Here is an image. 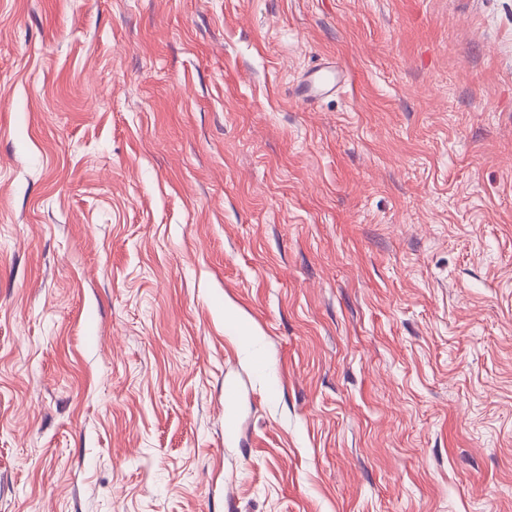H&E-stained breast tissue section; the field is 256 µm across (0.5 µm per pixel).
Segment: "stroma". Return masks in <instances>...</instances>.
I'll use <instances>...</instances> for the list:
<instances>
[{
    "label": "stroma",
    "instance_id": "stroma-1",
    "mask_svg": "<svg viewBox=\"0 0 512 512\" xmlns=\"http://www.w3.org/2000/svg\"><path fill=\"white\" fill-rule=\"evenodd\" d=\"M0 512H512V0H0ZM340 71L336 62L324 63L315 70L312 80L302 89L294 94L295 102L301 106H306L311 98L322 96L336 91L341 83L338 78Z\"/></svg>",
    "mask_w": 512,
    "mask_h": 512
}]
</instances>
